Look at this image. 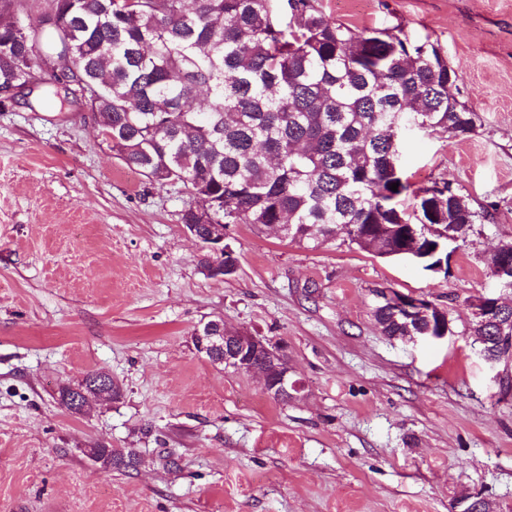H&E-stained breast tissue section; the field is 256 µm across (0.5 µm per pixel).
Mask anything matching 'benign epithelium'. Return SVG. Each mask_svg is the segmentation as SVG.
I'll list each match as a JSON object with an SVG mask.
<instances>
[{"label":"benign epithelium","instance_id":"benign-epithelium-1","mask_svg":"<svg viewBox=\"0 0 512 512\" xmlns=\"http://www.w3.org/2000/svg\"><path fill=\"white\" fill-rule=\"evenodd\" d=\"M209 233L201 238L197 234V225L186 224L184 229L195 237L202 245V258L209 265L210 273L215 274L224 270V259L234 255L233 249L227 243L229 225L218 223V219L209 217ZM389 257L411 258L428 267L426 259L428 255L423 250H411L402 248L387 253ZM487 264L491 266L492 276L499 287L512 289V244L502 243V249L495 256L487 257ZM430 268V267H428ZM432 272L440 271L438 267L430 268ZM381 300L392 307L396 316L404 319L428 316L436 308L432 302L415 297L396 293L388 288L381 289ZM501 300L498 297L480 295L472 303V315L479 322L495 323L499 327V333L493 337V342L485 361L490 364L512 362V330L509 329L510 321L503 320L504 314L499 311ZM198 339L197 352L207 358L223 357L222 364L240 372L254 371L255 358L264 359L267 367L265 389L269 395L281 400H292L301 396L305 390V384L300 379L292 378V369L288 364L286 346L275 344L263 336L243 331L237 336L224 331V335L216 336L212 329L206 325L196 332Z\"/></svg>","mask_w":512,"mask_h":512}]
</instances>
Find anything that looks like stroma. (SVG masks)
<instances>
[{
	"label": "stroma",
	"instance_id": "stroma-1",
	"mask_svg": "<svg viewBox=\"0 0 512 512\" xmlns=\"http://www.w3.org/2000/svg\"><path fill=\"white\" fill-rule=\"evenodd\" d=\"M319 6L438 43L477 132L405 126L400 163L486 221L445 277L340 237L309 249L234 224L240 269L224 280L181 223L188 189L129 168L84 105L0 109V512H454L476 491L512 512V363H486L470 334L471 301L495 288L485 259L512 241V0ZM379 287L446 308L450 334L383 335ZM220 319L284 344L303 397L201 357L194 333ZM97 370L120 397L62 407L60 388ZM98 446L144 462L104 472Z\"/></svg>",
	"mask_w": 512,
	"mask_h": 512
}]
</instances>
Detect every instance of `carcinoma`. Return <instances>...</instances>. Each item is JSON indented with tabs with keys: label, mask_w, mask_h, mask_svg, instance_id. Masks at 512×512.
Instances as JSON below:
<instances>
[{
	"label": "carcinoma",
	"mask_w": 512,
	"mask_h": 512,
	"mask_svg": "<svg viewBox=\"0 0 512 512\" xmlns=\"http://www.w3.org/2000/svg\"><path fill=\"white\" fill-rule=\"evenodd\" d=\"M0 0V87L23 77L35 101H55L60 79L42 70L65 57L95 93L88 108L112 151L159 186L167 173L225 224H284V238L314 248L356 227L400 248L420 231L486 220L450 183L416 190L404 178V114L430 134L467 138L478 113L459 100L441 49L403 28L360 34L318 0ZM29 23L13 20L17 9ZM397 190H391L392 184ZM411 194L412 212L401 205ZM390 337L432 336L448 310L407 321L377 302ZM114 383L63 386L59 401L113 400ZM105 471L141 465L133 448H91Z\"/></svg>",
	"instance_id": "1"
}]
</instances>
